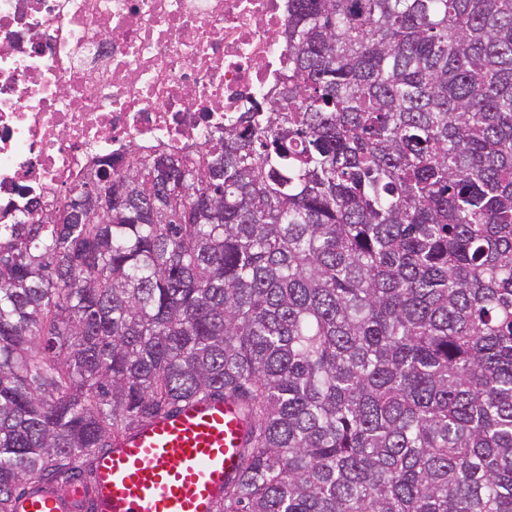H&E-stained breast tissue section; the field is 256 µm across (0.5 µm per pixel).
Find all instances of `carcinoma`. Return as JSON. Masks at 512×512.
<instances>
[{"label": "carcinoma", "instance_id": "carcinoma-1", "mask_svg": "<svg viewBox=\"0 0 512 512\" xmlns=\"http://www.w3.org/2000/svg\"><path fill=\"white\" fill-rule=\"evenodd\" d=\"M284 35L206 155L0 233V512L224 395L216 512H512V0H288Z\"/></svg>", "mask_w": 512, "mask_h": 512}]
</instances>
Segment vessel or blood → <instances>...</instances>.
<instances>
[{
  "label": "vessel or blood",
  "instance_id": "obj_1",
  "mask_svg": "<svg viewBox=\"0 0 512 512\" xmlns=\"http://www.w3.org/2000/svg\"><path fill=\"white\" fill-rule=\"evenodd\" d=\"M249 425L231 398H205L129 430L94 462L91 490L45 486L16 512H215L242 471Z\"/></svg>",
  "mask_w": 512,
  "mask_h": 512
}]
</instances>
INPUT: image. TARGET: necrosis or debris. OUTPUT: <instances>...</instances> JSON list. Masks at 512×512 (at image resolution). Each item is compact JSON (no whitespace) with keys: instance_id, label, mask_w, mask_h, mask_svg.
Here are the masks:
<instances>
[{"instance_id":"necrosis-or-debris-1","label":"necrosis or debris","mask_w":512,"mask_h":512,"mask_svg":"<svg viewBox=\"0 0 512 512\" xmlns=\"http://www.w3.org/2000/svg\"><path fill=\"white\" fill-rule=\"evenodd\" d=\"M288 0H0V224L129 146L209 150L282 75Z\"/></svg>"}]
</instances>
